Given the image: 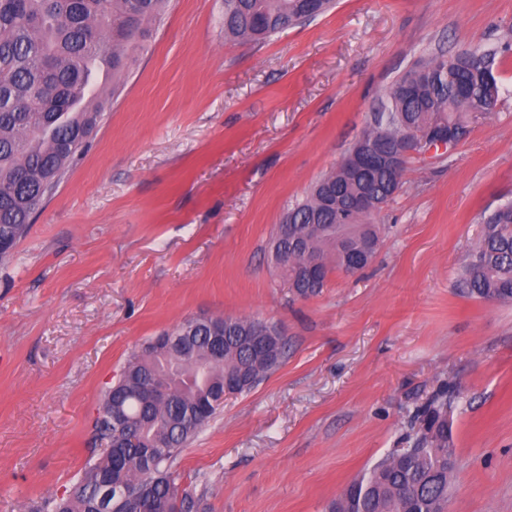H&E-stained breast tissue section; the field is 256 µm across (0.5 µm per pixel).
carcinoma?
<instances>
[{"mask_svg":"<svg viewBox=\"0 0 512 512\" xmlns=\"http://www.w3.org/2000/svg\"><path fill=\"white\" fill-rule=\"evenodd\" d=\"M168 0H0V234L20 241L33 214L83 154L105 104L125 85L132 53L145 48ZM308 0H224V37L259 43L315 13ZM496 52L471 48L412 67L390 87L365 133L387 153L408 132L451 130L457 142L473 120L491 112L501 92ZM404 169L348 166L325 174L288 209L291 235L277 227L273 249L288 250L282 272L300 297L317 295L331 271L366 268L381 242L375 219L403 187ZM368 193L370 211L349 210ZM484 232L462 266L457 285L474 299L512 302V203L483 217ZM232 332L216 350L211 323L185 320L147 342L107 387L95 419L99 439L127 437V447L86 463L65 497L49 496L28 512H101L114 485L141 488L133 512H191L179 494L173 461L224 403V384L250 390L282 363L281 336H253L261 320L230 318ZM167 401L153 399L157 385ZM448 392L422 411L424 427L409 448L379 459L351 480L329 512H447L454 472ZM121 411L122 426L112 421Z\"/></svg>","mask_w":512,"mask_h":512,"instance_id":"cac0c4a2","label":"carcinoma"}]
</instances>
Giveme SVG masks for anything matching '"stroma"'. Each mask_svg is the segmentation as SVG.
Listing matches in <instances>:
<instances>
[{
	"mask_svg": "<svg viewBox=\"0 0 512 512\" xmlns=\"http://www.w3.org/2000/svg\"><path fill=\"white\" fill-rule=\"evenodd\" d=\"M499 50L503 88L448 156L411 159L355 276L293 294L273 230L338 166L406 70ZM512 201V0H335L270 40L224 37V0H170L90 146L0 264V512L63 494L100 453L105 389L199 315L281 328L285 361L174 464L193 512H326L419 435L440 391L448 512H512V303L459 293L482 216Z\"/></svg>",
	"mask_w": 512,
	"mask_h": 512,
	"instance_id": "35a3bbf8",
	"label": "stroma"
}]
</instances>
